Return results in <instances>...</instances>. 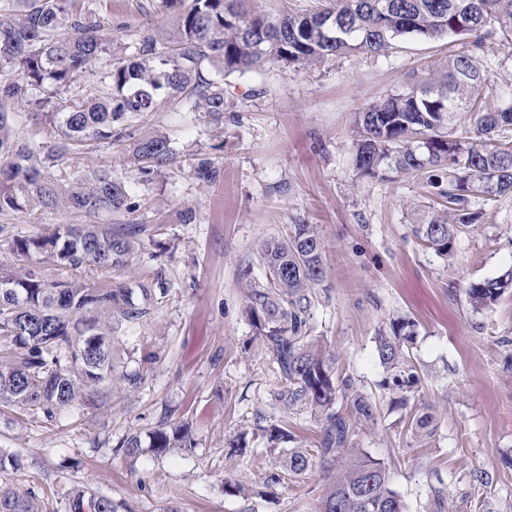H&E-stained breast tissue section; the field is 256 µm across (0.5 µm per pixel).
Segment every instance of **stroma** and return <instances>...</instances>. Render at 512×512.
<instances>
[{
	"label": "stroma",
	"instance_id": "35a3bbf8",
	"mask_svg": "<svg viewBox=\"0 0 512 512\" xmlns=\"http://www.w3.org/2000/svg\"><path fill=\"white\" fill-rule=\"evenodd\" d=\"M114 52L132 50L146 33L174 30L162 0H97ZM463 49L454 37L398 39L381 54H355L297 69L271 64L224 79L226 111L216 123L178 101L159 102L138 126L172 143V164L150 181L133 179L134 222L144 233L128 265L82 273L88 286L131 287L149 280L164 296L144 317L115 333L119 368L112 402L75 406L55 424L33 413L0 414V449L21 468L0 474L18 494L50 485L48 512H65L71 490L84 487L132 512H321L327 478L320 469L287 477L264 493L279 452L255 435V419L296 428L313 446L310 411L289 416L273 407L272 360L247 320L240 274L264 281L260 243L290 224L318 225L327 260L311 336L338 357L339 372L377 392L387 372L375 338L390 318L412 325L409 351L424 371L418 407L431 412L436 436L420 441L404 410L383 409L378 426L360 429L355 448L384 460L390 485L409 512H422L432 486H442L443 512H512V293L474 309L469 282L512 268V198L477 201L479 220L464 228L452 257L441 258L413 233L430 211L421 179L357 175L356 112L402 91L409 75L429 78ZM487 111L512 103V48L490 45ZM212 164L204 181L195 169ZM189 423L195 446L129 458L116 444L163 422ZM246 438L250 451L228 453ZM489 472L490 490L470 496L469 475ZM252 488L229 496L225 479Z\"/></svg>",
	"mask_w": 512,
	"mask_h": 512
}]
</instances>
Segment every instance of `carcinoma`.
I'll return each mask as SVG.
<instances>
[{
  "label": "carcinoma",
  "instance_id": "cac0c4a2",
  "mask_svg": "<svg viewBox=\"0 0 512 512\" xmlns=\"http://www.w3.org/2000/svg\"><path fill=\"white\" fill-rule=\"evenodd\" d=\"M0 58L17 78H0V215L61 210L98 218L130 210L127 177L109 170H73L70 160L96 142L112 145L133 138L134 127L173 97L189 112L224 118V76L257 71L271 63L306 68L354 53L379 54L405 36L463 39L465 50L448 59L438 78L410 77L404 92L370 104L356 115L360 138L354 167L358 174L390 179L388 173L418 176L430 194L447 203L415 235L441 257L453 255L461 227L477 213L472 200L512 197V104L495 112L482 109L489 72L482 47L512 45V0H319L305 12L277 17L253 13L244 0H188L166 41L147 35L134 51L112 55L96 9L80 0H0ZM220 75L209 79L202 65ZM22 103L43 121L49 135L23 140L14 127ZM475 116L472 129L451 138L448 125L460 111ZM172 148L160 135L146 134L130 146V164L147 181L170 163ZM141 229L120 224H63L50 235H21L0 224V241L14 255L41 257L70 271L123 267L135 253ZM262 285L247 288V315L271 353L280 410L314 413L319 425L312 448L282 450L283 473L266 485L299 476L314 464L329 469L342 461L322 500V512H408L390 487L387 464L352 448L357 426L381 416L376 396L337 375L336 359L310 336L317 288L326 277L324 245L315 224H290L288 232L262 241ZM512 289V270L471 282L466 292L476 309L494 304ZM89 288L80 280H48L29 271L0 268V406L41 412L51 423L77 401L107 403L117 366L114 333L122 322L148 313L155 289ZM391 333L377 336L380 364L389 373L381 387L401 393L397 404L421 387V377L403 335L408 321H390ZM349 406L336 407L337 396ZM421 439L436 428L429 414L408 419ZM267 447L296 440L288 423L261 426ZM158 453L192 449L185 424L162 423L148 435ZM132 434L118 445L128 457L142 452ZM68 512H117L112 499L75 488ZM0 512H42L36 493L17 494L0 484Z\"/></svg>",
  "mask_w": 512,
  "mask_h": 512
}]
</instances>
